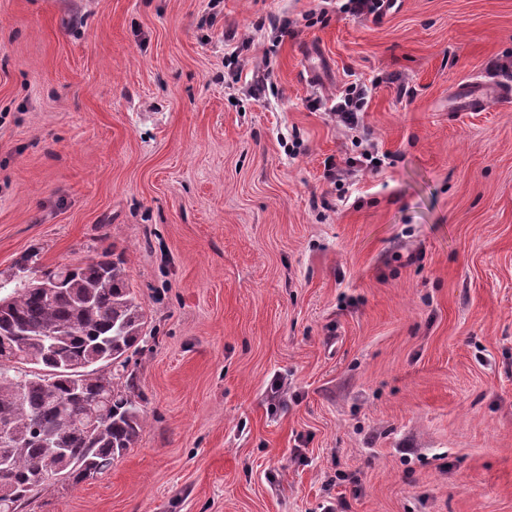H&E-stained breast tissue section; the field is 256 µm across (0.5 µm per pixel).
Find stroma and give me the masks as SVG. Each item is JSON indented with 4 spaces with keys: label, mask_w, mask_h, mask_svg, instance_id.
Listing matches in <instances>:
<instances>
[{
    "label": "stroma",
    "mask_w": 512,
    "mask_h": 512,
    "mask_svg": "<svg viewBox=\"0 0 512 512\" xmlns=\"http://www.w3.org/2000/svg\"><path fill=\"white\" fill-rule=\"evenodd\" d=\"M471 79L512 86V0H0V275L116 246L151 332L136 447L20 512H512V107ZM351 83L386 160L335 185ZM455 112H476L489 104L509 107L512 105L510 86H490L481 80L460 83L455 90Z\"/></svg>",
    "instance_id": "1"
}]
</instances>
